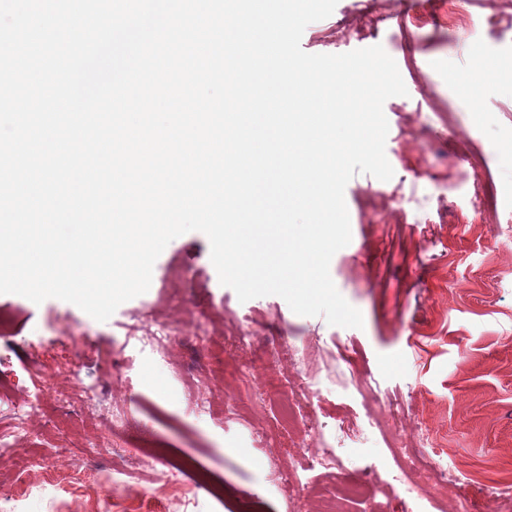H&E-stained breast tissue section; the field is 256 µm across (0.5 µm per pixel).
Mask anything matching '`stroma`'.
<instances>
[{
	"label": "stroma",
	"instance_id": "stroma-1",
	"mask_svg": "<svg viewBox=\"0 0 512 512\" xmlns=\"http://www.w3.org/2000/svg\"><path fill=\"white\" fill-rule=\"evenodd\" d=\"M338 0L301 47L382 45L406 95L386 101L391 180L345 189L352 238L331 260L363 328L295 314L268 295L239 302L193 231L156 260L150 288L99 322L74 304L0 294V508L11 512H290L272 472L311 474L345 512H437L392 479V435L369 426L365 391L398 404L407 440L448 479L455 512L512 505V0ZM489 88L458 83L476 57ZM493 181L496 208L483 203ZM179 326L160 361L128 333ZM124 349L129 366H111ZM368 388L356 386V366ZM321 386L323 438L346 468L310 472L312 447L284 416L290 388ZM94 389L97 407L84 401ZM205 394L210 411L193 407ZM352 430L336 428L337 414ZM376 492L350 496L367 467Z\"/></svg>",
	"mask_w": 512,
	"mask_h": 512
}]
</instances>
